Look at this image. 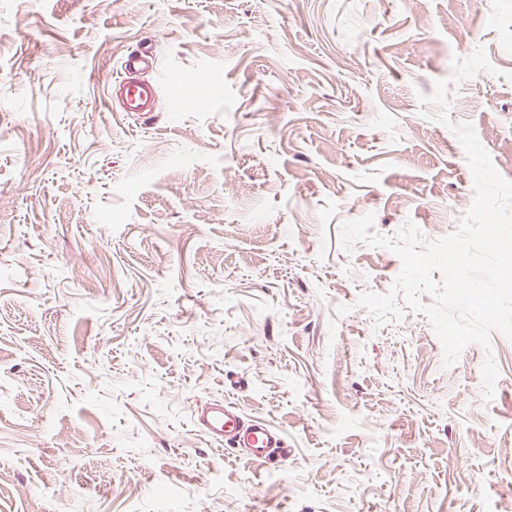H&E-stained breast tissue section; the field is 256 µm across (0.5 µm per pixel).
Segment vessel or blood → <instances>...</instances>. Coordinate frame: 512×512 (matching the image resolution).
<instances>
[{
    "label": "vessel or blood",
    "mask_w": 512,
    "mask_h": 512,
    "mask_svg": "<svg viewBox=\"0 0 512 512\" xmlns=\"http://www.w3.org/2000/svg\"><path fill=\"white\" fill-rule=\"evenodd\" d=\"M157 60L151 51L134 53L126 57V73L121 83V108L126 112H153L160 106L157 84L137 80L139 71L156 68ZM197 428L210 440L225 448L247 449L252 460L276 463L287 459L289 450L281 431L272 425L254 420L244 422L235 407L212 402L197 408L194 413Z\"/></svg>",
    "instance_id": "1"
}]
</instances>
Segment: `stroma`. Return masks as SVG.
Instances as JSON below:
<instances>
[{
	"instance_id": "35a3bbf8",
	"label": "stroma",
	"mask_w": 512,
	"mask_h": 512,
	"mask_svg": "<svg viewBox=\"0 0 512 512\" xmlns=\"http://www.w3.org/2000/svg\"><path fill=\"white\" fill-rule=\"evenodd\" d=\"M480 46L446 114L512 180V0H0V512H512V339L445 365L357 304L400 258L340 240L455 230L419 97ZM145 48L203 109L104 107ZM222 400L291 456L209 440Z\"/></svg>"
}]
</instances>
